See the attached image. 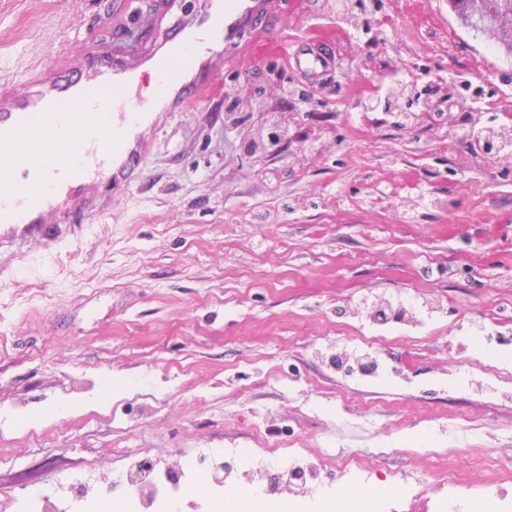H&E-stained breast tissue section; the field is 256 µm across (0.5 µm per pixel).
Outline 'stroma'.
Segmentation results:
<instances>
[{"mask_svg":"<svg viewBox=\"0 0 512 512\" xmlns=\"http://www.w3.org/2000/svg\"><path fill=\"white\" fill-rule=\"evenodd\" d=\"M131 1L0 0V82L23 89L74 36L153 46L155 0L135 25ZM303 7L271 0L266 21L295 41L328 24L327 71L226 62L225 97L163 114L138 179L87 230L0 256V512H32L39 493L100 512L123 501L132 460L177 469L202 448L327 454L319 480L338 490L353 456L379 485L452 465L512 497V154L465 136L512 127V58L450 0ZM402 76L428 95L399 127L376 104ZM258 89L285 149L250 151ZM383 298L435 312L420 333L379 327L385 381L336 371L353 308ZM488 328L504 340L496 373ZM106 375L132 386L88 405ZM58 403L73 412L39 420ZM82 473L90 504L62 494Z\"/></svg>","mask_w":512,"mask_h":512,"instance_id":"35a3bbf8","label":"stroma"}]
</instances>
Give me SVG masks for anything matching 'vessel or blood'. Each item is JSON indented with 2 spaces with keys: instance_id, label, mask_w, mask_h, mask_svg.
<instances>
[{
  "instance_id": "vessel-or-blood-1",
  "label": "vessel or blood",
  "mask_w": 512,
  "mask_h": 512,
  "mask_svg": "<svg viewBox=\"0 0 512 512\" xmlns=\"http://www.w3.org/2000/svg\"><path fill=\"white\" fill-rule=\"evenodd\" d=\"M270 0H194L192 17L169 28L151 53L130 59L104 46L86 49L78 69L55 66L31 75L29 88L0 86V242L44 244L62 237L63 218L89 208L102 192L130 184L157 122L158 104L181 112L210 94L208 75L220 59L251 55L257 48L290 52L298 67L327 68L308 41L289 46L284 37L260 28ZM154 69L158 84L145 95L133 80ZM85 120L75 123L73 108ZM37 132L71 142L69 162L51 149L34 153L22 145ZM113 135L118 146L103 145Z\"/></svg>"
}]
</instances>
